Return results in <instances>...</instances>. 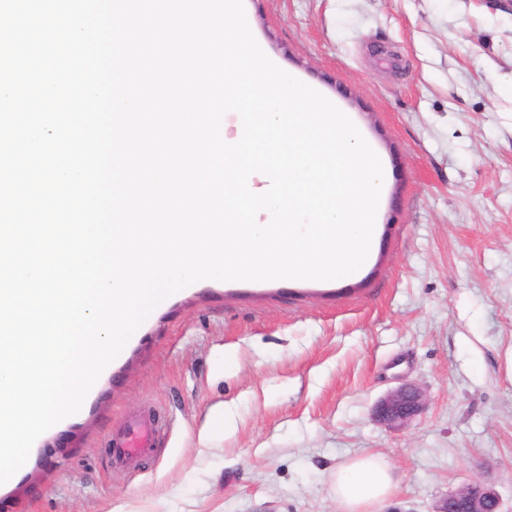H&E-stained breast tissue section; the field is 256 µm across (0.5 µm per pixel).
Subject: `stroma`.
<instances>
[{
    "mask_svg": "<svg viewBox=\"0 0 512 512\" xmlns=\"http://www.w3.org/2000/svg\"><path fill=\"white\" fill-rule=\"evenodd\" d=\"M244 9L381 159L372 255L342 281L181 289L36 440L0 512H340L336 470L369 453L397 484L374 512H431L475 480L512 512V0ZM405 383L425 411L379 425ZM219 406L237 428L201 446ZM138 424L153 438L128 460L116 444Z\"/></svg>",
    "mask_w": 512,
    "mask_h": 512,
    "instance_id": "35a3bbf8",
    "label": "stroma"
}]
</instances>
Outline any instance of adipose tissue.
<instances>
[{"label": "adipose tissue", "mask_w": 512, "mask_h": 512, "mask_svg": "<svg viewBox=\"0 0 512 512\" xmlns=\"http://www.w3.org/2000/svg\"><path fill=\"white\" fill-rule=\"evenodd\" d=\"M390 464L379 454L359 457L336 471V500L342 512H368L393 491Z\"/></svg>", "instance_id": "obj_1"}]
</instances>
